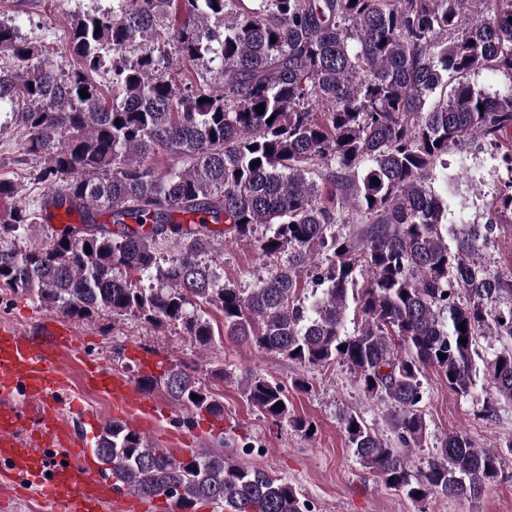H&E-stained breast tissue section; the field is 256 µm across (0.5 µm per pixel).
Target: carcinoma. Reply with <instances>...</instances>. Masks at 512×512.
<instances>
[{"instance_id": "carcinoma-1", "label": "carcinoma", "mask_w": 512, "mask_h": 512, "mask_svg": "<svg viewBox=\"0 0 512 512\" xmlns=\"http://www.w3.org/2000/svg\"><path fill=\"white\" fill-rule=\"evenodd\" d=\"M63 45L73 67L57 74L44 45L0 20V104L46 189L36 210L0 179L1 289L74 318L104 309L178 326L202 349L229 336L301 365L343 364L368 396L399 408L406 447L425 434L430 369L460 396L484 375L489 415L512 403V348L479 351L483 336L512 339V305L497 308L512 281L479 258L493 226L462 230L448 248V199L431 187L438 177L452 188L462 176L479 182L462 154L448 172V155L512 127V86L490 93L462 81L480 68L512 76V0H112L68 17ZM186 62L197 65L187 83ZM161 153L164 171L153 164ZM51 205L82 222L20 248ZM101 212L110 223L97 222ZM221 222L226 241L267 225L258 250L286 261L248 291L224 284L210 228ZM338 224L349 231L336 234ZM351 303L361 323L349 333ZM195 372L180 362L141 382L187 410L223 413ZM241 391L272 419L310 429L277 379L250 375ZM341 425L359 463L418 503L480 498L502 453L512 455V440L478 448L456 432L416 472L356 412ZM95 451L119 488L172 498L181 512L305 508L286 478L222 448L178 458L123 421L101 428Z\"/></svg>"}]
</instances>
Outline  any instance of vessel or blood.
<instances>
[{
  "mask_svg": "<svg viewBox=\"0 0 512 512\" xmlns=\"http://www.w3.org/2000/svg\"><path fill=\"white\" fill-rule=\"evenodd\" d=\"M77 339L66 324H57L51 339L35 343L28 332L0 327V489L13 494L35 490L44 512H102L113 504L134 512L136 500L119 490L90 464L86 435L73 423L93 426L88 413L70 393L60 366ZM89 381L111 394L127 423L142 428L162 409L135 383L107 367L86 364Z\"/></svg>",
  "mask_w": 512,
  "mask_h": 512,
  "instance_id": "1",
  "label": "vessel or blood"
}]
</instances>
